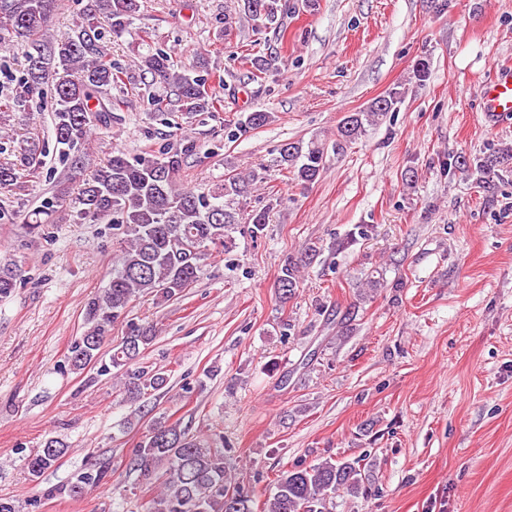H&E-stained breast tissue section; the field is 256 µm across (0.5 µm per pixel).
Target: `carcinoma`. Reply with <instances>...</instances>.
<instances>
[{
	"label": "carcinoma",
	"instance_id": "cac0c4a2",
	"mask_svg": "<svg viewBox=\"0 0 512 512\" xmlns=\"http://www.w3.org/2000/svg\"><path fill=\"white\" fill-rule=\"evenodd\" d=\"M278 0H244L243 10L254 29L267 27L278 11ZM57 9L56 0H0V46L13 40L27 42L24 59L25 84L34 89L53 84L55 117L52 134L63 161L66 181L51 201L24 214L23 224L35 235L45 226L59 224L73 215L92 222L112 219V245L117 256L112 277L103 295L88 304L85 318L89 329L75 341L70 362L84 371L100 365L99 374L121 372L127 398L135 402L146 392L164 388L168 376L140 363L145 349L155 340L153 327L128 318L131 303L140 295L153 293L162 301L178 299L197 282L209 251L226 247L230 234L240 223L237 203L264 183L262 173L224 174V182L207 191L179 185L185 158L194 150L190 141L164 153V157L129 160L122 152L112 154L104 164L89 170L82 152L93 134L112 125V98L105 91L122 84V71L112 66L98 49L96 14L104 15L112 31L121 32L140 9L139 0H91L85 25L77 37L43 40V30ZM138 66L155 82L172 87L179 112L193 115L213 112L220 104L211 77L191 75L174 68L163 51L140 57ZM404 91L393 88L371 101L360 112H352L336 126L334 149L340 151L363 137L367 127L396 109ZM273 113L248 112L237 122L246 133L270 124ZM325 143L313 137L307 143L287 142L278 149L277 166L300 185L314 183L326 165ZM15 159L0 161V190L21 199L29 190L28 178L36 173L34 142L20 146ZM451 165L475 177L485 192L494 191L503 174L512 172V146L502 145L490 153L469 158L459 155ZM268 203L248 217L250 236L264 235ZM317 256V246L308 244L297 257L286 260L277 277L276 289L282 302L297 291L301 272ZM19 262L0 266V297L10 294L23 279ZM126 323L120 341L112 342V326ZM109 350H104V347ZM109 362H104V357ZM66 446L49 438L43 448L28 456L30 475L38 478L55 466ZM134 470L146 479L158 478L160 490L143 504V512H253L254 495L231 482L224 462V438L194 435L178 422L155 419L145 438L132 453ZM101 467L90 468L76 480L46 491V496H83L104 478ZM361 470L349 461L325 458L308 466L283 472L274 493L266 502L268 512H331L336 493L351 496L362 492Z\"/></svg>",
	"mask_w": 512,
	"mask_h": 512
}]
</instances>
